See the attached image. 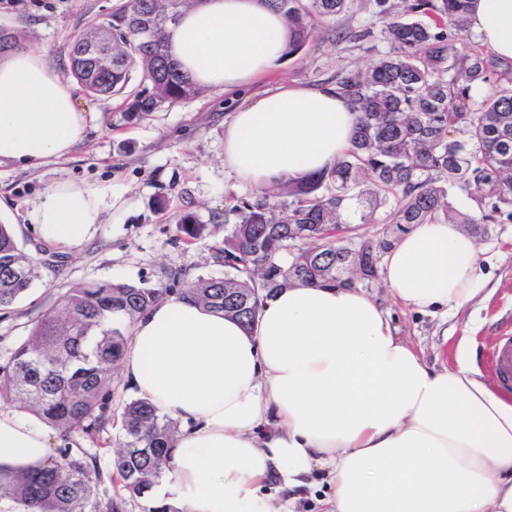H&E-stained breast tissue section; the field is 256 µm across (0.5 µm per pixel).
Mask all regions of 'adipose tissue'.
<instances>
[{
  "mask_svg": "<svg viewBox=\"0 0 512 512\" xmlns=\"http://www.w3.org/2000/svg\"><path fill=\"white\" fill-rule=\"evenodd\" d=\"M469 22L512 61V0H473ZM289 30L265 0H205L169 33L168 53L197 86L259 85L285 60ZM90 113L41 49L0 56V165L67 158ZM356 114L333 86L273 85L224 120V172L259 192L333 166ZM108 184L57 181L23 219L77 248L118 202ZM380 275L393 299L447 312L487 291L473 238L436 220L403 234ZM124 385L180 423L161 504L189 512H278L261 487L292 495L324 471L326 512H512V400L465 359L428 364L381 304L353 288L294 284L253 329L171 296L131 324ZM55 439L32 416L0 409V468L45 464Z\"/></svg>",
  "mask_w": 512,
  "mask_h": 512,
  "instance_id": "obj_1",
  "label": "adipose tissue"
}]
</instances>
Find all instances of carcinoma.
<instances>
[{
	"mask_svg": "<svg viewBox=\"0 0 512 512\" xmlns=\"http://www.w3.org/2000/svg\"><path fill=\"white\" fill-rule=\"evenodd\" d=\"M291 30L287 56L334 18L348 0H269ZM472 0H375L380 27L331 29L336 40L386 44L368 70L344 67L331 85L356 113L350 148L334 166L296 183L240 197L224 208V236L211 247L224 275L160 270L156 284L106 282L68 288L32 319L29 334L0 366V398L37 416L57 433L55 455L39 469L0 474V497L24 512H128L170 470L178 422L146 401L123 404L111 468L74 436L100 438L115 425L112 371L126 348V324L169 294L222 313L247 328L261 301L291 282L353 288L377 277V250L389 242L361 233L385 209L397 228L438 218L486 224L512 217V63L472 40ZM203 0H122L112 20L74 40L72 76L88 96L122 97L121 118L136 124L166 104L198 96L166 50L168 27ZM112 45V68L99 67L92 43ZM138 91H128L133 80ZM482 88L481 105H469ZM474 191L484 206L463 215L450 191ZM217 224L186 213L176 240L210 237ZM360 239L358 253L347 242ZM38 263L0 224V311L8 314L32 287Z\"/></svg>",
	"mask_w": 512,
	"mask_h": 512,
	"instance_id": "carcinoma-1",
	"label": "carcinoma"
}]
</instances>
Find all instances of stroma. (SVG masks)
<instances>
[{"mask_svg": "<svg viewBox=\"0 0 512 512\" xmlns=\"http://www.w3.org/2000/svg\"><path fill=\"white\" fill-rule=\"evenodd\" d=\"M118 0H0V28L27 35L44 47L49 65L71 80L69 52L88 24L108 22ZM385 46L378 41H336L318 33L278 70V82L320 85L340 68L370 67ZM73 94L92 120L86 140L72 154L29 169L0 166V220L9 222L26 253L47 251L48 263L13 313L0 314V366L28 334L30 320L50 305L62 288L112 280L156 282L160 267L183 268L191 275L221 274L210 258L211 239L187 245L175 239L179 214L194 213L203 224L223 213L224 200L243 196L224 174V119L231 107L223 94L205 90L152 114L140 123L120 122L117 104L94 100L81 86ZM111 184L125 205L113 209L95 236L78 248L43 244L24 223L27 204L55 182ZM494 293L474 299L448 316L423 314L392 300L381 281L364 293L390 312L398 335L439 368L455 367L460 351L473 356L475 370L490 376L484 357L501 336L512 332V219L468 229Z\"/></svg>", "mask_w": 512, "mask_h": 512, "instance_id": "1", "label": "stroma"}]
</instances>
